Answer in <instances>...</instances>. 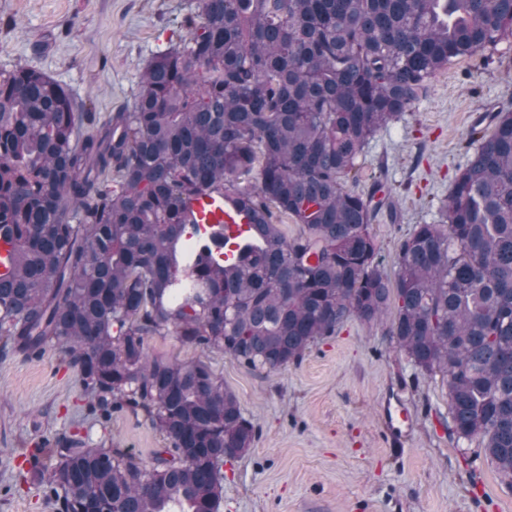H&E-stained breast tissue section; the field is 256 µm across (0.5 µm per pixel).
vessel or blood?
I'll return each instance as SVG.
<instances>
[{
    "label": "vessel or blood",
    "instance_id": "obj_1",
    "mask_svg": "<svg viewBox=\"0 0 512 512\" xmlns=\"http://www.w3.org/2000/svg\"><path fill=\"white\" fill-rule=\"evenodd\" d=\"M191 206L197 216V222L188 225L186 239L201 242L215 232H223L229 242L223 261L227 264L234 263L240 249L249 242L250 217L246 211L208 191L197 195Z\"/></svg>",
    "mask_w": 512,
    "mask_h": 512
}]
</instances>
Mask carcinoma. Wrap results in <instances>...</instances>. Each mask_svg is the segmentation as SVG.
I'll return each instance as SVG.
<instances>
[{"mask_svg": "<svg viewBox=\"0 0 512 512\" xmlns=\"http://www.w3.org/2000/svg\"><path fill=\"white\" fill-rule=\"evenodd\" d=\"M130 108L79 112L26 65L0 72V352L58 346L101 425L138 409L169 446L148 462L67 431L29 452L56 512H218L224 463L255 426L202 361L152 358L173 335L252 370L298 362L353 316L448 389L452 432L512 480V113L474 123L437 224L380 268L356 160L448 63L512 39V0H195ZM209 190L261 245L185 240ZM285 224L299 232L288 235Z\"/></svg>", "mask_w": 512, "mask_h": 512, "instance_id": "obj_1", "label": "carcinoma"}]
</instances>
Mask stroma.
I'll return each instance as SVG.
<instances>
[{"label":"stroma","mask_w":512,"mask_h":512,"mask_svg":"<svg viewBox=\"0 0 512 512\" xmlns=\"http://www.w3.org/2000/svg\"><path fill=\"white\" fill-rule=\"evenodd\" d=\"M192 0H0V71L23 63L63 86L80 110L131 106L150 58L178 41ZM512 112V40L449 63L427 95L379 131L358 158V189L384 174L395 212L370 231L386 272L400 240L439 220L469 159L460 144L480 117ZM387 322L349 318L274 373L173 336L148 339L151 356L204 359L239 397L256 427L251 450L224 467L219 512H512V481L450 430L448 395L391 341ZM410 416L404 446H392L382 411ZM76 369L55 345L40 355L0 354V512H54L37 485L19 480L31 448L62 429L150 460L164 447L143 412L107 425L86 411Z\"/></svg>","instance_id":"35a3bbf8"}]
</instances>
